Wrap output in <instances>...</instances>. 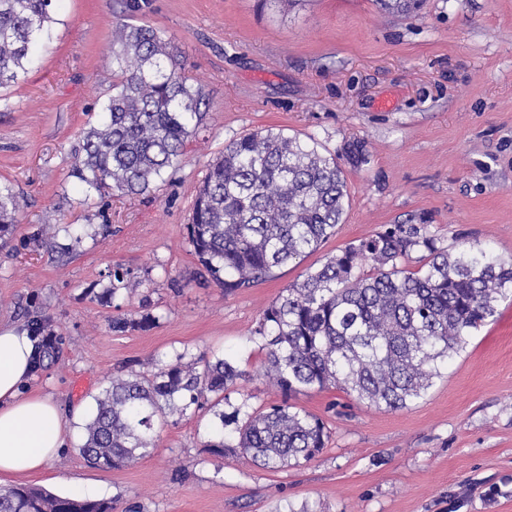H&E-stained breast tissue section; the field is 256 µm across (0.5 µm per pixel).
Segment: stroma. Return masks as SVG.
<instances>
[{
    "mask_svg": "<svg viewBox=\"0 0 512 512\" xmlns=\"http://www.w3.org/2000/svg\"><path fill=\"white\" fill-rule=\"evenodd\" d=\"M52 39L24 77L0 88V182L19 195L0 234V323L47 319L61 358L27 384L68 422L67 446L26 485L107 500L114 512H512V299L450 361L428 394L399 411L339 388L293 396L330 433L311 462L267 470L219 456V420L187 410L157 424V446L119 469L80 454L94 398L114 375L219 358L245 371L241 396H281L251 341L263 310L307 268L387 224L427 225L438 247L481 243L512 257V0H426L405 17L374 0H62ZM177 45L207 115L179 165L143 196H101L76 176L75 148L112 94L117 22ZM276 128L333 153L349 196L335 236L256 287L227 294L187 239L208 162L243 134ZM137 287L98 301L114 267ZM151 313L146 329L116 317Z\"/></svg>",
    "mask_w": 512,
    "mask_h": 512,
    "instance_id": "35a3bbf8",
    "label": "stroma"
}]
</instances>
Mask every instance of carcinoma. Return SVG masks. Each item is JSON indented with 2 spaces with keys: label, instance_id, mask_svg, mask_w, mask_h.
Here are the masks:
<instances>
[{
  "label": "carcinoma",
  "instance_id": "carcinoma-1",
  "mask_svg": "<svg viewBox=\"0 0 512 512\" xmlns=\"http://www.w3.org/2000/svg\"><path fill=\"white\" fill-rule=\"evenodd\" d=\"M55 0H0V88L17 82L50 40ZM409 15L424 0H376ZM112 96L99 124L75 149L78 178L97 192L144 194L176 165L203 124L202 89L188 83L171 42L148 25L120 24L112 39ZM349 163L366 162L361 141L347 144ZM348 200L344 172L310 137L254 131L224 146L207 166L193 207L188 240L224 293L253 288L281 267L317 251L336 233ZM13 188L0 183V233L17 223ZM413 251L424 263L410 270ZM370 266V273L361 269ZM512 296V259L479 244L449 252L425 224H390L350 244L266 307L251 339L265 351V376L282 401L266 412L235 408L234 430L210 445L250 457L267 469L298 465L326 445L322 419L289 399L340 387L370 407L402 410L422 399L448 360ZM150 313L112 320V330L148 328ZM45 336L32 372L59 357L65 337L36 319ZM245 372L226 359L202 370L158 368L151 379L114 377L94 397L83 426L81 455L92 465H129L156 447L155 423L191 406L229 400ZM0 512H112V503L61 497L17 485L0 490Z\"/></svg>",
  "mask_w": 512,
  "mask_h": 512
}]
</instances>
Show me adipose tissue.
Returning a JSON list of instances; mask_svg holds the SVG:
<instances>
[{
  "label": "adipose tissue",
  "mask_w": 512,
  "mask_h": 512,
  "mask_svg": "<svg viewBox=\"0 0 512 512\" xmlns=\"http://www.w3.org/2000/svg\"><path fill=\"white\" fill-rule=\"evenodd\" d=\"M35 354L28 333L0 325V474L43 470L65 446V420L50 399L24 386Z\"/></svg>",
  "instance_id": "1"
}]
</instances>
